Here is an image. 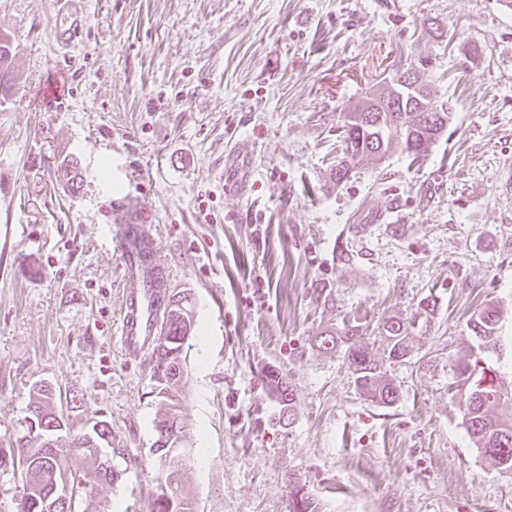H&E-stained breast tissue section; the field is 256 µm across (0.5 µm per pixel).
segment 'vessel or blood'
<instances>
[{
	"label": "vessel or blood",
	"mask_w": 512,
	"mask_h": 512,
	"mask_svg": "<svg viewBox=\"0 0 512 512\" xmlns=\"http://www.w3.org/2000/svg\"><path fill=\"white\" fill-rule=\"evenodd\" d=\"M82 32L80 17L60 7L55 30L57 44L70 46ZM136 208H123L112 218L114 240L122 259L125 300L119 324L121 344L127 354L141 356L154 342L161 319L163 298L170 285L169 270L161 264L141 265L131 251L132 237L153 241L150 225L138 223Z\"/></svg>",
	"instance_id": "obj_1"
}]
</instances>
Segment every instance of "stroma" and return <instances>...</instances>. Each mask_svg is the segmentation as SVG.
<instances>
[{
  "instance_id": "35a3bbf8",
  "label": "stroma",
  "mask_w": 512,
  "mask_h": 512,
  "mask_svg": "<svg viewBox=\"0 0 512 512\" xmlns=\"http://www.w3.org/2000/svg\"><path fill=\"white\" fill-rule=\"evenodd\" d=\"M83 36L53 38L58 0H0L15 48L0 104V451L30 394L84 399L71 429L112 425L123 472L81 512H147L174 473L194 512H289L300 475L322 512H512V476L474 448L445 366L488 303L512 336V0H72ZM423 67L448 101L421 166L393 154L337 182L342 112ZM63 84L62 101L52 98ZM248 179L224 174L233 157ZM77 162L83 182H59ZM142 205L171 292L194 300L180 396L185 436L153 451L150 354L117 334L112 214ZM365 224L369 234L349 238ZM355 259L337 269L336 246ZM437 311L390 407L356 390L317 338L378 326L423 297ZM438 368H422L419 357ZM294 389L291 423L261 370Z\"/></svg>"
}]
</instances>
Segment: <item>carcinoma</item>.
Wrapping results in <instances>:
<instances>
[{"label":"carcinoma","instance_id":"carcinoma-1","mask_svg":"<svg viewBox=\"0 0 512 512\" xmlns=\"http://www.w3.org/2000/svg\"><path fill=\"white\" fill-rule=\"evenodd\" d=\"M14 60L10 37L0 33V96L7 92V76ZM406 71L396 73L391 80V89L367 99L350 112L342 115L338 127L342 157L336 163V183L348 178L351 163L363 159L380 161L386 156L401 153L417 162L427 156L431 145L448 129L450 106L443 100L436 104L435 112H420L410 99L393 96L392 89L405 78ZM437 301L432 296L420 300L410 316L392 318L383 324L381 335L386 343L389 362H406L412 358L414 337L412 333L421 325L430 322ZM193 326V318L182 313H169L166 319L164 341L156 343L152 352L155 392L161 398L164 413L156 422L157 440L164 436L176 439L183 436V426L178 412V396L186 382V370L182 357V340ZM470 342L466 357L448 363V377L457 384L460 392L459 412L474 447L491 458L504 473L512 474V421L501 420L495 409L503 399V379L498 370L485 362L484 355L490 351L500 352L504 337L500 336V313L496 306L486 305L475 311L468 320ZM318 348L325 352H343L347 368L352 374L359 393L385 407L395 404L400 396L394 381L389 379L384 366L369 351V345L359 325H351L341 331L327 332L319 337ZM264 381L270 394L280 406L279 418L290 420L293 411L294 393L288 376L278 369L268 368ZM25 420L27 434L16 440L18 457H34L28 481L40 494L31 500H22L21 512H44L43 501L53 493L61 475L71 477L77 484L79 494H90L95 481L113 484L119 476L104 467L96 474V480L88 479L80 468L63 467L61 459L87 454L73 444L82 435L70 433L64 414L57 412L51 389L41 386L32 391ZM54 433L63 439L54 450L43 451L38 436ZM290 512H321L320 504L307 491L300 478L289 475ZM148 512H189L187 496L166 480V489L157 494L149 504Z\"/></svg>","mask_w":512,"mask_h":512}]
</instances>
